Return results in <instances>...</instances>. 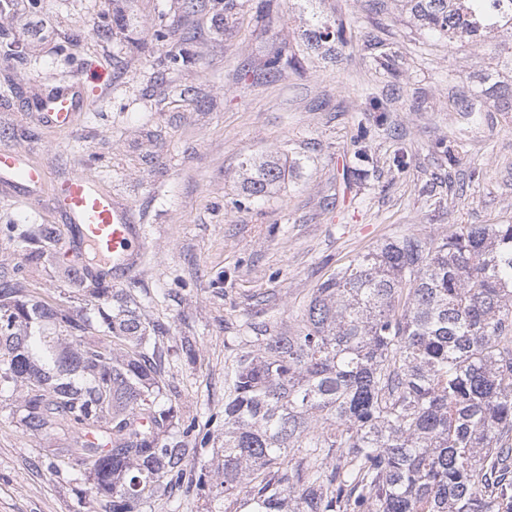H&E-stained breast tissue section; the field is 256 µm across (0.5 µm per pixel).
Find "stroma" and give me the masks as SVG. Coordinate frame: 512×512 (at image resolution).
Listing matches in <instances>:
<instances>
[{"label": "stroma", "mask_w": 512, "mask_h": 512, "mask_svg": "<svg viewBox=\"0 0 512 512\" xmlns=\"http://www.w3.org/2000/svg\"><path fill=\"white\" fill-rule=\"evenodd\" d=\"M183 0H136L127 28L93 37L111 0H15L0 42V150L26 148L49 178L79 170L128 204L140 264L114 282L166 324V380L196 434H224V369L264 328L292 332L317 285L387 238L439 237L464 224H512V112L483 95L486 54L452 52L402 17L394 0H228L186 12ZM355 36L348 60L308 48L319 17ZM176 20L170 44L152 41ZM72 43L70 53L60 44ZM184 64L171 68L169 51ZM280 55L278 73L266 61ZM78 81L90 104L74 125H39L25 109L47 86ZM479 110L452 111L459 97ZM366 140H359L360 129ZM286 159L260 200L242 193L241 163ZM50 189L0 184V225L61 224ZM30 274L37 293L81 296L71 258ZM195 345L194 358L181 351ZM0 382V512H86L83 476L50 478Z\"/></svg>", "instance_id": "stroma-1"}]
</instances>
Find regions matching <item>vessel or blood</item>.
Listing matches in <instances>:
<instances>
[{
  "instance_id": "b4317fda",
  "label": "vessel or blood",
  "mask_w": 512,
  "mask_h": 512,
  "mask_svg": "<svg viewBox=\"0 0 512 512\" xmlns=\"http://www.w3.org/2000/svg\"><path fill=\"white\" fill-rule=\"evenodd\" d=\"M84 106L77 84L70 83L51 87L29 110L43 125L66 128ZM45 181V170L33 165L24 151L0 153V182L28 190L43 186ZM54 201L65 216L69 242L97 253L102 259V275L109 277L138 266L140 256L132 242L138 238L139 228L127 205L79 174L59 181Z\"/></svg>"
}]
</instances>
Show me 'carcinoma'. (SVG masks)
<instances>
[{
  "instance_id": "carcinoma-1",
  "label": "carcinoma",
  "mask_w": 512,
  "mask_h": 512,
  "mask_svg": "<svg viewBox=\"0 0 512 512\" xmlns=\"http://www.w3.org/2000/svg\"><path fill=\"white\" fill-rule=\"evenodd\" d=\"M419 29L484 47L486 92L512 112V0H398ZM132 0H112L130 25ZM308 45H349L329 20ZM262 198L281 159H248ZM24 263L0 266V373L19 387L26 431L47 441L51 476L89 474L91 512H145L206 491L231 512H512V224L408 235L355 255L313 289L294 334L253 336L225 374L224 443L189 442L164 392L160 323L111 282L74 265L94 321L50 302L27 269L57 253L53 224H10Z\"/></svg>"
}]
</instances>
